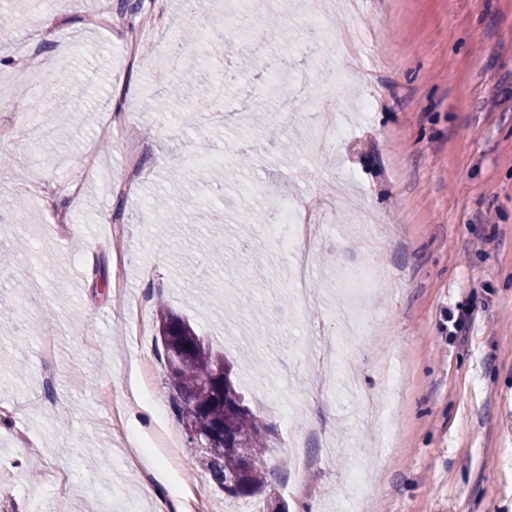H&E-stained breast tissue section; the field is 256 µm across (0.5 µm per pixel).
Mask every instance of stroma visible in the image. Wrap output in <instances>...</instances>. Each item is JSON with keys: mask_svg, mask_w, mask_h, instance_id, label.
Here are the masks:
<instances>
[{"mask_svg": "<svg viewBox=\"0 0 512 512\" xmlns=\"http://www.w3.org/2000/svg\"><path fill=\"white\" fill-rule=\"evenodd\" d=\"M304 2L259 0L231 31L226 0H166L134 56L120 0H0L6 73L67 64L41 98L70 128L34 150L27 88L0 111V197L26 214L0 213V252L27 242L26 287L0 275V512H268L201 468L165 388L162 302L274 428L268 481L287 512H512V0H358L366 50L343 40L341 8L307 43ZM271 14L288 37L255 30ZM186 26L202 35L198 96L241 55L189 129L174 115L192 100L150 106ZM323 108L346 135L314 158ZM142 145L141 178L116 195ZM292 195L323 214L307 302L292 255L269 265L279 243L249 218ZM361 268L372 286H344Z\"/></svg>", "mask_w": 512, "mask_h": 512, "instance_id": "obj_1", "label": "stroma"}]
</instances>
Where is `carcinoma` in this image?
I'll list each match as a JSON object with an SVG mask.
<instances>
[{
  "label": "carcinoma",
  "mask_w": 512,
  "mask_h": 512,
  "mask_svg": "<svg viewBox=\"0 0 512 512\" xmlns=\"http://www.w3.org/2000/svg\"><path fill=\"white\" fill-rule=\"evenodd\" d=\"M161 356L166 368L165 384L179 420L190 422L205 435L219 430L226 448L204 449L201 467L213 482L224 487L232 476L242 481V488L229 491L232 498H252L267 492L266 456L273 437L270 427L250 407L236 383L224 385L233 376L224 355L215 351L181 315L160 306L157 310ZM241 444L249 449L247 460L235 452Z\"/></svg>",
  "instance_id": "1"
}]
</instances>
